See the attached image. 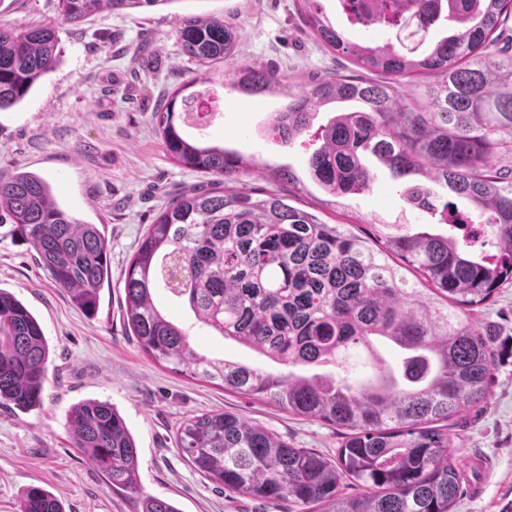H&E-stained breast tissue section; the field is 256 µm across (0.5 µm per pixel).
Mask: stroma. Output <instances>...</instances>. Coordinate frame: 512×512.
Masks as SVG:
<instances>
[{"mask_svg":"<svg viewBox=\"0 0 512 512\" xmlns=\"http://www.w3.org/2000/svg\"><path fill=\"white\" fill-rule=\"evenodd\" d=\"M302 0H171L117 15L103 13L79 27L62 25L61 61L20 105L0 112V173L34 171L50 178L77 217L105 227L112 278L100 291L96 316H85L37 266L32 244L0 223V289L19 298L40 321L49 346L48 379L40 407L22 412L0 404V512H17L22 492L50 490L63 512H141V496L176 502L181 512H286L283 503L230 494L198 474L181 455L176 432L192 413L227 410L278 433L298 448L334 456L336 428L298 418L262 401L224 390L220 382L192 378L143 352L123 319L121 275L159 209L175 195L211 186L213 176L190 171L165 153L153 120L164 94L196 73L174 38L179 17L225 15L241 34L239 58L273 67L309 86L328 75H358L346 54L328 51L310 34ZM57 16V0H0V25L24 26ZM223 117L209 144L254 161L244 182L255 192L275 189L273 168L300 177L292 205L328 224L370 232L374 217L434 234L448 227L410 211L402 182L379 174L368 192L344 198L340 211L322 206L323 191L310 178L304 146H278L264 136L282 108L279 94L249 97L220 90ZM155 303L188 327L201 355L282 373V365L198 326L188 306L157 292ZM473 320L492 341L493 379L488 398L452 420L453 452L464 474L454 512H506L512 506V287L501 289ZM114 404L138 447L140 495L110 490L66 428L77 402ZM486 459L487 469L471 466Z\"/></svg>","mask_w":512,"mask_h":512,"instance_id":"stroma-1","label":"stroma"}]
</instances>
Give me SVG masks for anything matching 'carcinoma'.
<instances>
[{
  "label": "carcinoma",
  "instance_id": "obj_1",
  "mask_svg": "<svg viewBox=\"0 0 512 512\" xmlns=\"http://www.w3.org/2000/svg\"><path fill=\"white\" fill-rule=\"evenodd\" d=\"M173 0H57L58 18L80 26L103 12ZM306 24L323 46L355 58L386 78L328 76L293 89L253 63H237L241 35L224 16L190 15L174 37L205 68L228 64L225 78L245 95L288 97L265 134L274 144L307 136L310 178L327 195L368 191L377 173L368 161L405 180L404 197L420 213L440 214L448 235L382 224L362 238L289 204L290 197L239 186L249 168L235 153L192 144L182 125L205 93L182 92L155 109L167 155L192 171L217 176L213 188L190 190L160 209L122 275L125 315L143 351L159 363L268 403L292 416L340 430L336 458L297 448L268 428L229 411L186 417L177 445L195 471L224 491L291 505L288 512H453L461 474L448 421L483 400L492 380V343L464 309L492 301L512 284V177L491 158L512 149V55L496 32L512 0H340L353 25L405 31L375 46L348 41L320 0H304ZM449 35L429 40L431 30ZM54 21L0 27V111L22 103L59 62ZM424 76L412 106L397 79ZM353 101L314 127L319 108ZM443 183L471 204L465 218L440 207L430 183ZM0 215L29 240L51 283L80 311L97 313L111 276L105 234L73 215L52 181L30 171L0 174ZM486 238L493 252L475 254ZM412 273L416 287L402 273ZM188 302L196 320L269 360L290 367L276 375L247 364L208 359L189 331L162 314L154 291ZM49 347L42 325L13 293L0 289V401L20 410L40 405ZM74 447L116 492L141 489L138 448L126 420L107 401L88 399L67 414ZM353 492L347 493L345 489ZM19 512H63L55 495L31 486ZM141 512H181L172 500L141 498Z\"/></svg>",
  "mask_w": 512,
  "mask_h": 512
}]
</instances>
